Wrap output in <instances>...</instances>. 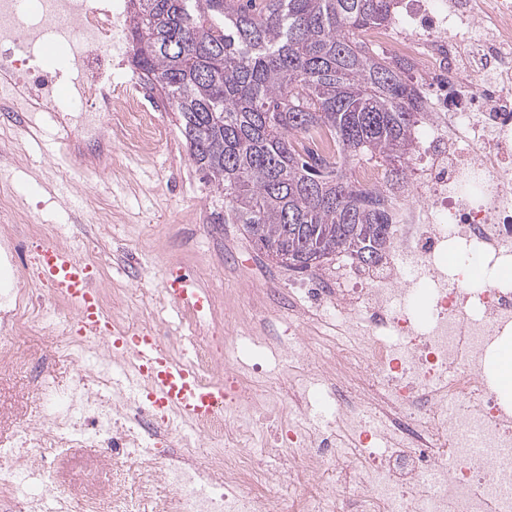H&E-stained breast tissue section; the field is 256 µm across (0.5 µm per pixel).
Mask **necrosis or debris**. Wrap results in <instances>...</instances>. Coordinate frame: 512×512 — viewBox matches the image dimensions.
<instances>
[{
	"mask_svg": "<svg viewBox=\"0 0 512 512\" xmlns=\"http://www.w3.org/2000/svg\"><path fill=\"white\" fill-rule=\"evenodd\" d=\"M124 13L118 2L37 0L25 23L18 0H0V124L41 127L65 81L70 111L108 113L129 151L153 154L166 140L158 105L112 86ZM370 38L428 91L407 183L367 164L352 170L389 196L393 240L376 264L318 274L289 303L282 335L239 329L268 323L272 297L229 305L223 325L194 337L200 384L230 393L206 417L172 425L114 380L122 360L106 339L65 329L74 308L19 257L36 222L0 195L19 228L0 237V359L43 323L60 329L76 371L65 389L46 370L34 375L46 413L0 440V512H72L42 449L62 456L84 442L120 465L139 457L141 500L167 483L157 512H512V399L486 371L512 338V0H403ZM52 50L67 70L44 66ZM140 297L129 319L116 313L120 290L98 291L114 326L158 330L157 296Z\"/></svg>",
	"mask_w": 512,
	"mask_h": 512,
	"instance_id": "necrosis-or-debris-1",
	"label": "necrosis or debris"
}]
</instances>
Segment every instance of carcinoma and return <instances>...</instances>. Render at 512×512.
I'll list each match as a JSON object with an SVG mask.
<instances>
[{
    "mask_svg": "<svg viewBox=\"0 0 512 512\" xmlns=\"http://www.w3.org/2000/svg\"><path fill=\"white\" fill-rule=\"evenodd\" d=\"M133 63L177 113L191 159L224 191V223L297 272L342 256L375 262L391 243L385 191L357 185L356 164L391 183L427 117L409 65L362 33L391 25L399 0H129ZM321 130L337 154L299 147Z\"/></svg>",
    "mask_w": 512,
    "mask_h": 512,
    "instance_id": "obj_1",
    "label": "carcinoma"
}]
</instances>
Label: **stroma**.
<instances>
[{"label": "stroma", "instance_id": "obj_1", "mask_svg": "<svg viewBox=\"0 0 512 512\" xmlns=\"http://www.w3.org/2000/svg\"><path fill=\"white\" fill-rule=\"evenodd\" d=\"M168 130L165 145L148 156L129 153L100 122V137L112 141L111 172H69L67 151L50 134L19 127L0 131V184L10 187L17 204L31 213L43 235L71 239L80 257L101 259L106 280L125 289L124 309L133 313L135 289L160 291L167 268L194 273L215 308L200 327H211L214 314L229 301H244L250 289L297 288L307 275L288 270L257 251L240 225L219 224L224 194L205 181L191 160L172 112L159 115ZM99 220L86 223L88 210ZM14 366L0 368V440L42 416L32 391L33 358H49L59 387L72 384L74 370L59 332L34 326L14 344ZM56 485L75 501L92 497L97 512H112L113 493L135 498V461L115 467L101 449L84 445L58 461Z\"/></svg>", "mask_w": 512, "mask_h": 512}]
</instances>
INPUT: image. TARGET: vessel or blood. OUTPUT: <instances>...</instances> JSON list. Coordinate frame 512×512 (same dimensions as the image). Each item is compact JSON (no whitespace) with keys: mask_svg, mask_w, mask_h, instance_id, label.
Listing matches in <instances>:
<instances>
[{"mask_svg":"<svg viewBox=\"0 0 512 512\" xmlns=\"http://www.w3.org/2000/svg\"><path fill=\"white\" fill-rule=\"evenodd\" d=\"M32 261L38 278L58 297L74 303L82 331L89 336L109 334L113 351L128 359L126 370L132 384H142L152 399L164 409L187 419H195L223 405V386H200L186 362L169 356L153 334L129 336L111 330L107 316L94 304L97 279L78 258L74 246L54 235L34 251ZM162 291L176 308H190L203 313L207 295L183 269L169 271Z\"/></svg>","mask_w":512,"mask_h":512,"instance_id":"obj_1","label":"vessel or blood"}]
</instances>
